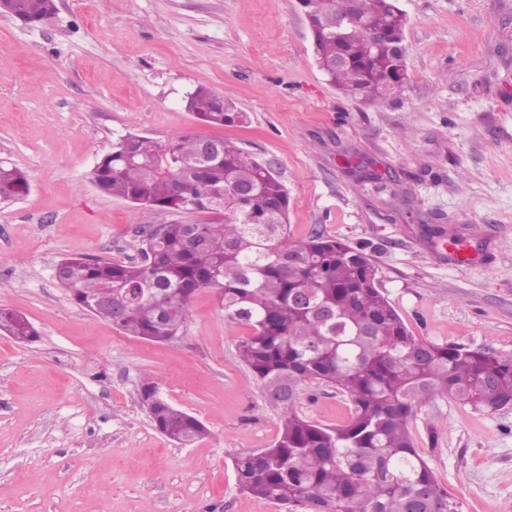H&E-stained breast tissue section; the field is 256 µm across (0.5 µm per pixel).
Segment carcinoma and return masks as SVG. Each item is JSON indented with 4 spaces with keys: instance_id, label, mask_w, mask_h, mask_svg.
Returning a JSON list of instances; mask_svg holds the SVG:
<instances>
[{
    "instance_id": "1",
    "label": "carcinoma",
    "mask_w": 512,
    "mask_h": 512,
    "mask_svg": "<svg viewBox=\"0 0 512 512\" xmlns=\"http://www.w3.org/2000/svg\"><path fill=\"white\" fill-rule=\"evenodd\" d=\"M319 68L344 95L376 105L407 85L396 40L406 17L396 0H300ZM28 24L55 14L56 0H14ZM358 22L340 26L351 16ZM382 32L374 42L366 30ZM192 95L195 117L212 127L247 120L206 87ZM97 189L153 211L206 213L201 224H160L141 242L142 261L66 258L58 284L90 314L129 336L166 343L181 334L190 302L215 290L224 319L242 327L236 350L279 420L272 445L233 459L236 485L286 512H460L415 448L411 424L425 404L446 397L496 410L512 402V355L488 347L425 342L378 288L362 250L315 233L287 243L289 194L274 168L230 140L204 135L160 143L128 132L91 173ZM251 182L250 197L215 196ZM16 166L0 164V204L27 191ZM0 329L25 342L36 330L0 308ZM330 386L353 406L328 427L298 412L300 389ZM141 400L155 428L181 445L207 435L195 416L163 399L153 381Z\"/></svg>"
}]
</instances>
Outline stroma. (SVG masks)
<instances>
[{"mask_svg": "<svg viewBox=\"0 0 512 512\" xmlns=\"http://www.w3.org/2000/svg\"><path fill=\"white\" fill-rule=\"evenodd\" d=\"M409 82L385 107L319 69L297 0H57L48 23L0 16V160L28 191L0 204V307L38 332L0 330V512H282L238 490L233 459L270 446L276 416L236 353L212 289L178 338L123 334L54 276L67 257L140 258L149 224L208 221L106 196L90 180L127 132L216 135L270 163L290 196L288 241L363 248L419 339L512 355V0H398ZM204 86L248 114L215 129L186 108ZM436 223L469 245L460 263ZM206 426L190 446L152 425L145 375ZM303 415L336 427L351 404L304 385ZM415 446L461 512H512V403L440 399Z\"/></svg>", "mask_w": 512, "mask_h": 512, "instance_id": "35a3bbf8", "label": "stroma"}]
</instances>
